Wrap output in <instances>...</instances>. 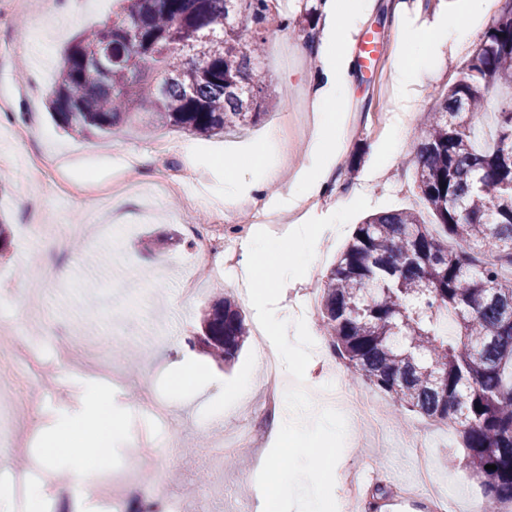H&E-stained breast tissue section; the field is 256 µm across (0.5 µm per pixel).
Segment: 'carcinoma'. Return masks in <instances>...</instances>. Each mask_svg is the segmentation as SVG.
Instances as JSON below:
<instances>
[{
    "label": "carcinoma",
    "mask_w": 512,
    "mask_h": 512,
    "mask_svg": "<svg viewBox=\"0 0 512 512\" xmlns=\"http://www.w3.org/2000/svg\"><path fill=\"white\" fill-rule=\"evenodd\" d=\"M69 43L50 97L69 132L132 119L221 135L268 106L261 68L269 0H121ZM318 5L284 26L312 37ZM435 234L410 209L367 216L325 275L319 315L354 378L396 407L456 426L487 501L512 508V0L426 112L409 159ZM247 328L228 295L192 346L229 364ZM496 469H490V465Z\"/></svg>",
    "instance_id": "carcinoma-1"
}]
</instances>
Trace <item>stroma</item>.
I'll return each mask as SVG.
<instances>
[{
	"label": "stroma",
	"mask_w": 512,
	"mask_h": 512,
	"mask_svg": "<svg viewBox=\"0 0 512 512\" xmlns=\"http://www.w3.org/2000/svg\"><path fill=\"white\" fill-rule=\"evenodd\" d=\"M37 2L29 0L28 7L14 11L10 29L0 31V41L8 38L18 46L0 68V87L15 90L8 103L15 118L0 122V216L11 226L8 243L0 250V278L9 281L8 293H0V357L8 359L15 348L32 347L40 361L50 366L70 348L75 352L70 359L73 367L105 371L121 379L115 401L128 408L118 419L121 439L111 456L91 464L90 484L96 493L84 499V512H126L121 494L124 478L138 455L133 446L138 434L152 440L162 459L165 493L172 496L179 487H187V495L177 503L179 512H227L228 506L240 500L256 501L263 491L262 482L253 475L258 448L235 449L213 471L197 462L200 444L237 436L260 407L262 360L256 355L259 340L254 310L238 288L240 267L215 277L192 261L186 243L193 231H207L218 219L225 235L233 234L237 220L235 211L224 207L225 176H238L253 167L254 156L240 153L241 144L258 143L272 134L283 113H291L296 127L288 172L269 185L258 209L270 211L272 201L287 193L290 172L311 166L306 133L313 122L310 88L318 73L313 45L304 33L280 28L278 20L265 24L263 62L271 100L267 115L245 131L207 138L162 126L146 130L134 121L116 137L73 136L55 124L47 105L61 51L73 35L103 27L113 19L116 0H75L76 9L50 14L39 27L32 23ZM397 2L372 0L358 26L359 32L375 40L377 55L371 65L351 66V95L343 105L346 156L334 167L336 178L324 204L303 218L304 223L321 229L322 237L313 256L296 262L287 287L276 291L289 314H296L311 281L326 274L364 217L422 206L418 193L404 191L413 181L406 160L425 112L457 79L474 48L443 50L438 65L420 75L411 94L403 141L394 145L391 117L399 102L391 76L402 38L432 24H445L449 15L463 9L462 0H405L406 9L399 14ZM35 92L42 105L34 111L29 98ZM18 126L28 129L27 143L15 140L13 130ZM356 152L362 161L356 169H348L346 157ZM38 157L44 159V166L35 165ZM59 160L75 180L94 175V185L79 192L58 191L55 163ZM184 168L192 169L195 177L183 183L177 195L151 202L129 196L107 211L97 207L102 189L115 172L148 184L153 177ZM38 194L45 198L42 212L51 215L52 230L68 241L66 254L57 261L62 277L54 281L30 276V269L42 265L46 254L22 240V225L32 221L27 205ZM158 237L168 240L169 246L154 254L148 243ZM226 294L235 298L250 331L238 358L218 366L199 349H178L176 338L196 335L203 311ZM186 360L204 366L208 384L190 388L180 404L173 393L172 376ZM15 371L22 382L40 391L39 402L47 412L71 403L73 384L68 379L50 384L40 381L21 359ZM244 380L251 381L252 390L242 397L238 385ZM336 381L380 404L389 425L376 436L363 420H356L354 445L342 444L333 450L329 464L334 475L323 483L331 512H345L347 476L369 460L380 470L369 478V487L386 491L382 512H416L412 506L399 504L393 492L395 485L412 475L407 442L413 433L428 445L435 489L447 500L448 512H475L484 503L481 484L466 468L459 437L449 423L393 407L370 386L355 380L351 370H344ZM143 386L165 400L170 410L167 422H158L138 403L137 392ZM219 398L224 401V414L217 418L212 408ZM12 435V443L0 446V487L12 488L13 512H29L26 492L16 486L12 461L23 455L27 476L44 474V447L29 412L15 413Z\"/></svg>",
	"instance_id": "obj_1"
}]
</instances>
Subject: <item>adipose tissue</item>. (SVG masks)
<instances>
[{"mask_svg": "<svg viewBox=\"0 0 512 512\" xmlns=\"http://www.w3.org/2000/svg\"><path fill=\"white\" fill-rule=\"evenodd\" d=\"M489 5L490 0H467L464 18L449 19L440 38L419 33L414 39L401 43L392 73L393 90L399 100L407 99L422 70L438 63L441 43L462 46L470 42L469 17L485 14ZM369 6L370 0H325L323 4L326 25L317 44L321 72L312 99L316 123L307 142V153L313 164L297 171L288 194L279 202L280 211L293 212L304 201L321 196L330 189V174L344 147L346 115L339 112L337 106L346 101L349 92L351 58L347 42ZM257 151L260 161L254 166L249 181L236 177L228 179L225 207L234 206L242 196L263 191L266 185L281 177L282 155L276 138L268 137ZM250 300L261 309L262 323L274 337L268 346L269 351L284 361L301 355V348L292 345L288 339V316L269 308L267 294L252 292ZM59 373L84 383L85 388L79 407L57 414L53 428L47 432L48 461L54 467L69 464L74 483L84 487L89 483L87 460L95 457L97 449L112 446V418L118 409L110 387L88 380L84 372L65 365L60 366ZM312 422L317 423L320 433L328 440L346 441L351 437L344 419L333 418L322 411L320 405L304 398L298 399L296 404L276 417L271 424V433L276 437L287 435L291 430L304 434ZM90 427L99 429L100 434L95 441L84 443L85 456L77 458L75 453L67 451L66 442ZM256 468L267 475L271 487L267 500L261 505L262 512H322L323 490L310 479L316 468L314 453H306L293 475L288 477L281 475L264 456L258 458Z\"/></svg>", "mask_w": 512, "mask_h": 512, "instance_id": "1", "label": "adipose tissue"}]
</instances>
